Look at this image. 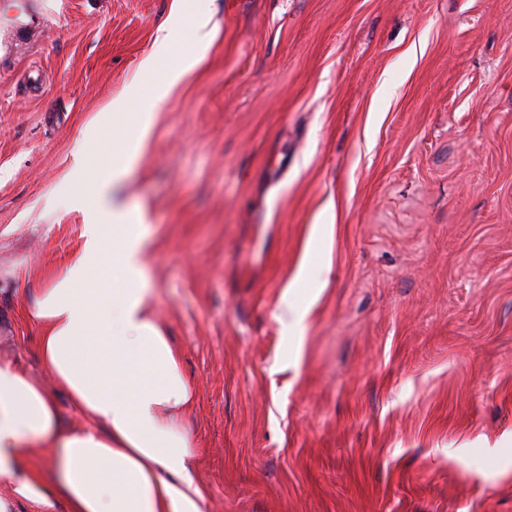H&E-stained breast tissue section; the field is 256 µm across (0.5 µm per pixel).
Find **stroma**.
I'll use <instances>...</instances> for the list:
<instances>
[{"label":"stroma","mask_w":512,"mask_h":512,"mask_svg":"<svg viewBox=\"0 0 512 512\" xmlns=\"http://www.w3.org/2000/svg\"><path fill=\"white\" fill-rule=\"evenodd\" d=\"M185 6L209 44L175 0H40L0 32V358L42 374L26 309L165 25L197 63L112 200L197 386L204 512H512V0ZM184 26L192 32L196 42L203 44L208 42L214 35V28L208 29L210 17L201 14H188L182 17Z\"/></svg>","instance_id":"obj_1"}]
</instances>
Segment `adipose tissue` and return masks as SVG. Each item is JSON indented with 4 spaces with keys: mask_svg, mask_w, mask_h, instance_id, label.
Masks as SVG:
<instances>
[{
    "mask_svg": "<svg viewBox=\"0 0 512 512\" xmlns=\"http://www.w3.org/2000/svg\"><path fill=\"white\" fill-rule=\"evenodd\" d=\"M131 160L98 171L79 250L28 307L40 363L82 424L0 359V512H203L195 389L148 304L146 230L113 221Z\"/></svg>",
    "mask_w": 512,
    "mask_h": 512,
    "instance_id": "1",
    "label": "adipose tissue"
}]
</instances>
